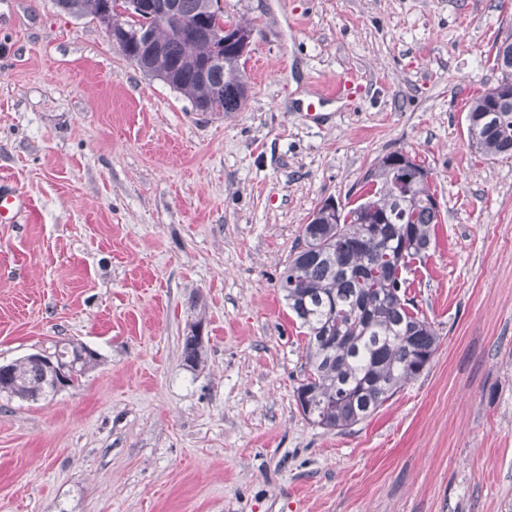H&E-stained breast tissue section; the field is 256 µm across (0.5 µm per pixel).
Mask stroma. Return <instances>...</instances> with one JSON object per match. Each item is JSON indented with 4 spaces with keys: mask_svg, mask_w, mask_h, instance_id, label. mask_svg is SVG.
<instances>
[{
    "mask_svg": "<svg viewBox=\"0 0 512 512\" xmlns=\"http://www.w3.org/2000/svg\"><path fill=\"white\" fill-rule=\"evenodd\" d=\"M239 111L197 112L93 16L0 0V363L78 341L77 388L0 396V512H512V158L469 144L512 0H224ZM350 80L342 97L327 96ZM433 173L406 295L423 373L348 431L300 413L278 279L390 152ZM201 327L204 367L182 360Z\"/></svg>",
    "mask_w": 512,
    "mask_h": 512,
    "instance_id": "35a3bbf8",
    "label": "stroma"
}]
</instances>
